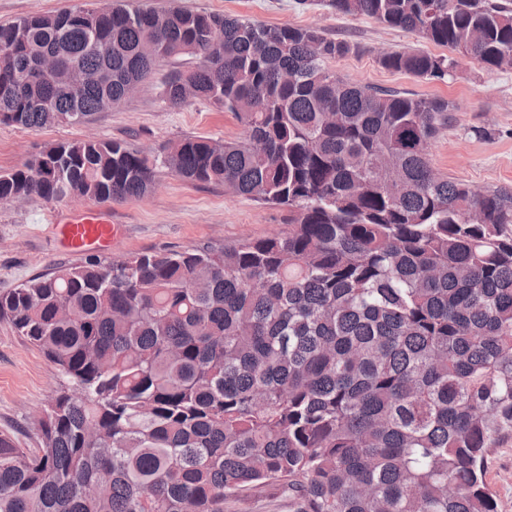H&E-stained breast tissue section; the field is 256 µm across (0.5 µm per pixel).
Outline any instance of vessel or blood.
I'll use <instances>...</instances> for the list:
<instances>
[{
	"label": "vessel or blood",
	"instance_id": "1",
	"mask_svg": "<svg viewBox=\"0 0 512 512\" xmlns=\"http://www.w3.org/2000/svg\"><path fill=\"white\" fill-rule=\"evenodd\" d=\"M56 229L68 250L82 252L92 247L112 248L122 237L123 227L111 213L76 211L55 217Z\"/></svg>",
	"mask_w": 512,
	"mask_h": 512
}]
</instances>
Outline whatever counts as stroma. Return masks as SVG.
I'll return each mask as SVG.
<instances>
[{
    "label": "stroma",
    "mask_w": 512,
    "mask_h": 512,
    "mask_svg": "<svg viewBox=\"0 0 512 512\" xmlns=\"http://www.w3.org/2000/svg\"><path fill=\"white\" fill-rule=\"evenodd\" d=\"M104 0H0V25L22 18L78 7H98ZM132 7L230 13L277 26L316 27L326 36L357 44L356 52L331 61L330 67L350 81L447 99L448 127L431 143L434 169L478 189L512 190V70L489 71L469 64L448 82H430L392 72L378 63L381 53L420 49L436 55L445 47L417 35L387 27L368 16H344L322 6L299 7L295 0H123ZM176 60L160 64L152 78L119 107L94 114L80 125L54 124L33 131L0 123V169L33 159L52 144L80 139L121 140L144 154L192 136L236 139L243 126L204 99L181 107L168 105L163 82ZM88 198L48 203L27 197L0 203V293L35 276L77 263L64 250L51 216L71 209L98 210ZM112 217L124 226L121 241L107 250L108 259L132 254L179 251L224 245L287 231L288 214L253 200L225 194L220 184H194L159 169L154 190L141 198L112 204ZM61 382L36 347L0 321V433L23 444L34 440L33 423ZM485 478L496 494L498 512H512V442L492 449ZM226 512H291L284 488H257L225 506Z\"/></svg>",
    "instance_id": "stroma-1"
}]
</instances>
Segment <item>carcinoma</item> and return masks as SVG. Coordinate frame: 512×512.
Masks as SVG:
<instances>
[{
	"instance_id": "obj_1",
	"label": "carcinoma",
	"mask_w": 512,
	"mask_h": 512,
	"mask_svg": "<svg viewBox=\"0 0 512 512\" xmlns=\"http://www.w3.org/2000/svg\"><path fill=\"white\" fill-rule=\"evenodd\" d=\"M443 45L382 68L443 82L512 70V0H327ZM355 50L314 27L130 8L0 26V123L81 124L157 62L163 98L233 113L237 140L145 155L54 144L0 170V201L141 198L157 169L288 209V231L222 247L98 256L0 294L68 381L36 447L0 434V512H224L247 486L294 512H497L488 449L512 440V192L436 172L448 100L346 80ZM48 54L112 84L66 93Z\"/></svg>"
}]
</instances>
